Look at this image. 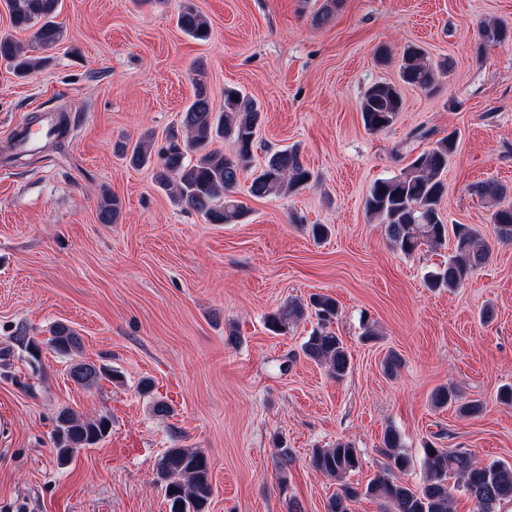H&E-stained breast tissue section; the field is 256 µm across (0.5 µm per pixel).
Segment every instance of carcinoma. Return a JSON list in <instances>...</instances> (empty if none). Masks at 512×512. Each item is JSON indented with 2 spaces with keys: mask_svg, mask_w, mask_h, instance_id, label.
I'll return each instance as SVG.
<instances>
[{
  "mask_svg": "<svg viewBox=\"0 0 512 512\" xmlns=\"http://www.w3.org/2000/svg\"><path fill=\"white\" fill-rule=\"evenodd\" d=\"M12 25L20 30L34 29L33 36L41 46L52 47L62 30L56 17L61 0H7ZM179 29L193 39L210 37V23L195 7L187 5L178 14ZM485 43H503L512 38L508 26L485 22L479 29ZM0 59L8 62L19 75L40 69L45 59L26 55L22 46L9 37L0 38ZM423 52L410 48L404 52L400 80L425 92L435 88L436 68ZM196 92L183 112L185 137L173 134L168 143L155 147L147 134L134 144L117 145V151L130 166L143 168L156 165L155 181L186 208L202 215L211 224H236L244 216V206L235 198L240 177L250 171L254 162L256 128L260 112L255 103L240 91L224 90V106L217 109L207 92L204 71L195 70ZM403 106L397 85L376 83L364 93L359 105L366 129L379 132L389 128ZM455 147L451 135L437 140L419 153L399 174L376 180L365 199L368 214L380 220L391 248L411 255L423 245L438 246L447 241L448 225L443 220L441 203L446 190L445 174L448 156ZM311 173L303 164L299 150L285 148L274 151L253 177L248 192L256 198L285 197L303 187ZM472 192L495 206L491 223L498 237L512 240V206H497L507 188L493 180L474 184ZM122 211L121 199L111 193L101 195L97 205L98 221L114 224ZM454 253L443 269L433 274L428 286L454 291L464 286L475 269L483 265L489 250L481 244L472 229L464 224L453 227ZM314 311L318 328L302 347L305 356L324 366L330 377L341 380L350 370V353L330 322L338 316L336 300L326 294L310 297L309 303L291 301L270 314L267 329L276 334L288 332L308 311ZM14 345L33 359H38L40 346L20 328L12 336ZM48 343L63 357L81 348L77 332L63 323L50 330ZM70 379L84 389L98 387L112 379V369L91 361H75L69 369ZM438 408L458 404L464 416L479 414L483 406L477 401L458 403L455 388L438 387L432 395ZM112 419L107 414L79 417L69 408L59 410L54 429V446L60 463H68L79 450L98 446L109 435ZM385 463L382 473L371 479L365 489L346 483L347 475L360 465L355 448L338 442L313 451L312 467L337 481L339 488L329 498L327 512H352V504L361 495L378 500L384 512H452L454 493L464 492L473 502L474 512H498L502 502H512V465L506 462H480L464 448H438L428 443L423 448V486L411 488L399 478L410 467L411 460L403 450L401 434L393 428L382 437ZM158 476L163 482L169 512H205L214 488L210 464L200 448L167 449L158 463Z\"/></svg>",
  "mask_w": 512,
  "mask_h": 512,
  "instance_id": "carcinoma-1",
  "label": "carcinoma"
}]
</instances>
